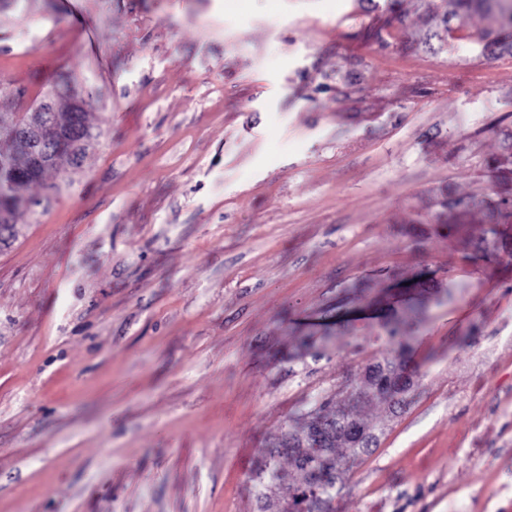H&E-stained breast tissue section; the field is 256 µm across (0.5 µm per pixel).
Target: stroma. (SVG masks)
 <instances>
[{
	"label": "stroma",
	"mask_w": 512,
	"mask_h": 512,
	"mask_svg": "<svg viewBox=\"0 0 512 512\" xmlns=\"http://www.w3.org/2000/svg\"><path fill=\"white\" fill-rule=\"evenodd\" d=\"M485 24L435 52L422 0L0 5V95L70 80L102 131L0 249V512H287L274 439L387 319L412 397L364 408L331 512H512V56Z\"/></svg>",
	"instance_id": "obj_1"
}]
</instances>
